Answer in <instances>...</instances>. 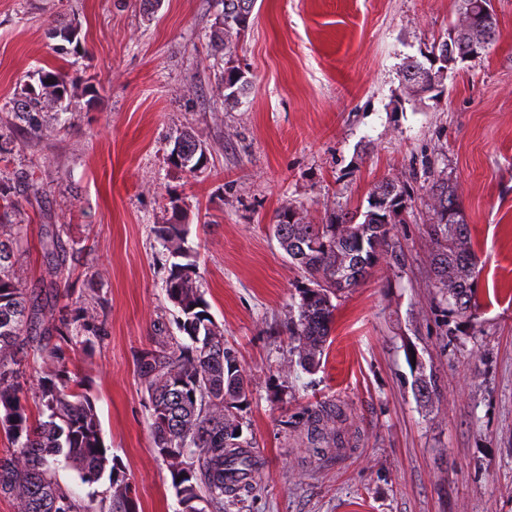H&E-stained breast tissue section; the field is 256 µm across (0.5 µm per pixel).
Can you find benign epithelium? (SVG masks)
I'll list each match as a JSON object with an SVG mask.
<instances>
[{
    "label": "benign epithelium",
    "mask_w": 512,
    "mask_h": 512,
    "mask_svg": "<svg viewBox=\"0 0 512 512\" xmlns=\"http://www.w3.org/2000/svg\"><path fill=\"white\" fill-rule=\"evenodd\" d=\"M459 22L448 29V37L439 42L444 56L432 57V65L444 64V68L438 70L436 76L423 67L409 73L402 84L413 96L421 98L438 88V83L449 72V67L459 63L464 54L457 51V43L465 42L468 50L480 51L494 41L498 30L496 16L490 4L481 0H471L457 9ZM371 207L385 213L381 223L390 224L406 207L405 197L396 193V189L389 186L373 191Z\"/></svg>",
    "instance_id": "7a95c632"
}]
</instances>
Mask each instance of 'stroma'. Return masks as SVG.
Masks as SVG:
<instances>
[{"label": "stroma", "mask_w": 512, "mask_h": 512, "mask_svg": "<svg viewBox=\"0 0 512 512\" xmlns=\"http://www.w3.org/2000/svg\"><path fill=\"white\" fill-rule=\"evenodd\" d=\"M499 37L458 65L444 89L409 98L403 59L445 39L453 0H257L232 57L212 55L218 0H0V118L34 71L59 69L99 90L61 129L22 136L0 177L35 181L20 197L23 286L37 322L94 310L99 331L71 354L108 456L138 512H181L151 434L137 358L157 322L172 323L171 260L153 227L180 206L205 298L250 382L244 433L261 470L224 512H512V0H492ZM75 21L85 57H59L54 25ZM248 95L224 103L228 67ZM191 129L207 164L168 161ZM454 186L477 256L478 308L449 333L425 233L433 180ZM382 180L411 196L369 276L336 300L332 343L312 374L287 367L284 318L306 286L272 226L279 209L325 222L366 208ZM65 226L52 255L43 236ZM430 377L432 404L415 394ZM342 417L343 448L313 454L301 426L318 405ZM58 483L111 512L108 482Z\"/></svg>", "instance_id": "obj_1"}]
</instances>
